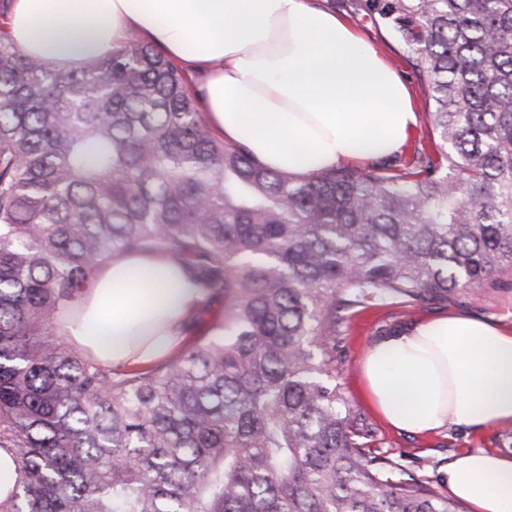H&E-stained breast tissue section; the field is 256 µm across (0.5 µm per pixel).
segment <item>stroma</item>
Listing matches in <instances>:
<instances>
[{"label":"stroma","mask_w":512,"mask_h":512,"mask_svg":"<svg viewBox=\"0 0 512 512\" xmlns=\"http://www.w3.org/2000/svg\"><path fill=\"white\" fill-rule=\"evenodd\" d=\"M310 3L335 11L348 20L406 81L417 112H424L428 102L427 87L421 84L417 68L403 52L391 28L372 25L363 14L353 13L350 7L341 5L340 0H310ZM448 313H467L512 328V273H503L495 289L488 292L467 287L450 292L448 297L408 307L374 304L356 308L348 313L344 331L336 338V380L351 406L363 415L371 429L370 447L391 453L400 477L428 480L439 492L445 489L441 475L460 449L484 448L511 455L512 424L493 425L477 433L454 426L424 436L398 433L374 412L359 376L358 363L367 346L394 327Z\"/></svg>","instance_id":"35a3bbf8"}]
</instances>
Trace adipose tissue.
Masks as SVG:
<instances>
[{"instance_id": "1", "label": "adipose tissue", "mask_w": 512, "mask_h": 512, "mask_svg": "<svg viewBox=\"0 0 512 512\" xmlns=\"http://www.w3.org/2000/svg\"><path fill=\"white\" fill-rule=\"evenodd\" d=\"M1 19L19 50L56 70L95 65L134 33L159 44L199 90L211 133L275 172L392 156L417 122L394 68L306 0H10ZM205 299L176 260L123 255L57 327L102 365H149L180 344ZM361 377L401 433L509 424L512 329L464 314L402 326L368 346ZM443 482L472 512H512V456L462 450Z\"/></svg>"}]
</instances>
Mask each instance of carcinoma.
<instances>
[{
	"label": "carcinoma",
	"instance_id": "1",
	"mask_svg": "<svg viewBox=\"0 0 512 512\" xmlns=\"http://www.w3.org/2000/svg\"><path fill=\"white\" fill-rule=\"evenodd\" d=\"M360 9L422 64L442 158L270 171L158 46L62 72L0 26V512H464L365 450L335 345L345 311L512 272V0ZM155 253L214 323L121 370L58 334L106 261Z\"/></svg>",
	"mask_w": 512,
	"mask_h": 512
}]
</instances>
